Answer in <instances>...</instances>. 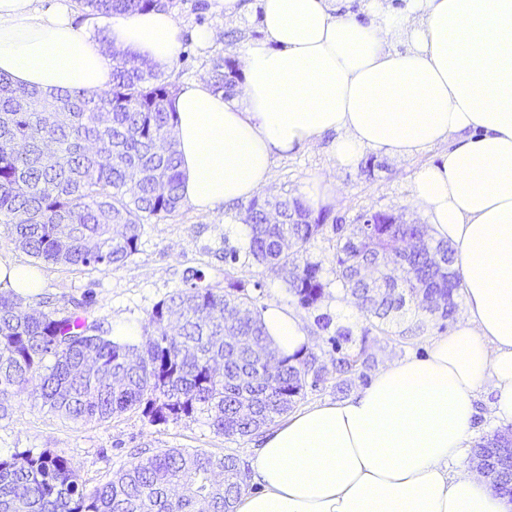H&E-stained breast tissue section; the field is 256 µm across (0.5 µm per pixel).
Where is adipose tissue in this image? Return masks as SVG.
I'll return each mask as SVG.
<instances>
[{"instance_id": "obj_1", "label": "adipose tissue", "mask_w": 512, "mask_h": 512, "mask_svg": "<svg viewBox=\"0 0 512 512\" xmlns=\"http://www.w3.org/2000/svg\"><path fill=\"white\" fill-rule=\"evenodd\" d=\"M340 2L260 0L263 36L239 56L238 97L203 81L180 89L183 198L200 211L250 200L275 157L328 133L344 167L448 143L416 171L411 198L456 249L466 316L425 357L283 420L251 457L258 488L236 512H512V496L466 461L482 394L512 424V0H361L357 15ZM73 14L74 0H0V74L45 93H103L112 60L100 29L159 68L178 55L173 11L91 15L80 28ZM263 319L282 355L304 345L283 309Z\"/></svg>"}]
</instances>
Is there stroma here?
Wrapping results in <instances>:
<instances>
[{"instance_id": "35a3bbf8", "label": "stroma", "mask_w": 512, "mask_h": 512, "mask_svg": "<svg viewBox=\"0 0 512 512\" xmlns=\"http://www.w3.org/2000/svg\"><path fill=\"white\" fill-rule=\"evenodd\" d=\"M244 10L225 16L219 0H172L180 25V48L172 65L177 85L205 79L211 59L234 57L246 42L262 38L259 0H244ZM211 30L216 39L210 46L196 40L201 30ZM237 40H230L229 32ZM332 135L295 154L276 159L264 196L290 194L305 196L324 187L333 190L331 216L341 219V230L325 226L307 247L305 256L323 270L332 266L333 247L338 234H349L358 213L405 212L407 220L427 223L425 213L411 200L415 171L436 163L447 145L424 150L411 159L375 155L376 166L365 173L362 166L344 168L332 154ZM245 203L222 205L214 211L182 206L175 214L144 225L138 251L119 269L98 270L51 263H35L0 224V259L17 264H37L45 286L36 296L26 298L27 307L37 311L67 312L73 301L90 297L88 317L114 337L141 335L153 307L175 291L186 288L189 271L202 273L203 284L216 288L234 281L258 309L275 304L290 311L301 324L305 348L316 352L325 379L307 389L299 407L350 397L369 385L376 372L388 363L408 357H424L429 341L448 333L451 321L433 320L428 330L415 336H398L369 329L368 323L343 289L326 288L312 309L302 308L289 293L282 275L268 271L248 254L249 228L244 221ZM352 336L335 345L337 328ZM365 350L369 366L363 375H346L336 381V360L341 353ZM260 434L227 438L214 431L206 418L153 425L139 410L113 416L105 422L82 423L68 419L24 394L11 401V415L0 421V456L27 450L57 451L66 455L87 487L108 479L120 467L169 448L199 450L212 455H234L246 459L260 445Z\"/></svg>"}]
</instances>
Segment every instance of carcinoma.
I'll list each match as a JSON object with an SVG mask.
<instances>
[{"label":"carcinoma","mask_w":512,"mask_h":512,"mask_svg":"<svg viewBox=\"0 0 512 512\" xmlns=\"http://www.w3.org/2000/svg\"><path fill=\"white\" fill-rule=\"evenodd\" d=\"M80 12L104 16L170 7V0H75ZM235 60L210 62L208 81L233 97ZM175 80L166 71L112 51V85L102 95L60 91L52 96L13 85L0 76V223L33 258L53 264L118 269L138 251L144 224L182 206L176 148ZM282 212L267 223V203ZM249 253L270 271L290 270L288 291L304 309L321 301L330 285L322 267L302 259L306 245L325 226L328 213L313 215L306 201L288 195L255 198L248 207ZM427 234L425 224H374L357 238H338L331 273L350 291L371 326L395 327L399 335L422 333L428 307L400 305L387 279L370 295L357 275L381 260L398 239ZM442 254L408 255L404 288H423L449 320L457 309L462 275L455 251L432 241ZM229 289L194 285L158 303L141 339L120 341L99 332L74 311L28 312L13 291H0V420L9 399L25 393L73 421L105 422L139 409L153 425L206 417L227 436H247L288 412L317 385L324 367L301 349L283 356L268 340L256 304ZM240 336L269 351L272 371L259 373L252 356L224 339ZM96 373L82 369L87 352ZM366 350L336 359V375L367 366ZM254 413L240 411L242 398ZM481 462L512 458V435L495 433L478 446ZM247 471L231 455L167 449L105 482L87 487L70 460L50 450L0 457V512H232Z\"/></svg>","instance_id":"carcinoma-1"}]
</instances>
